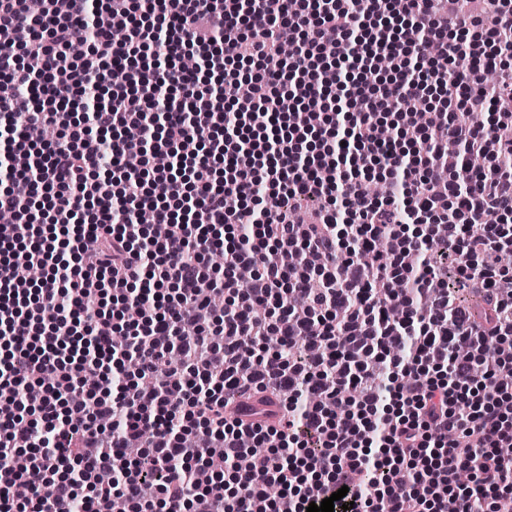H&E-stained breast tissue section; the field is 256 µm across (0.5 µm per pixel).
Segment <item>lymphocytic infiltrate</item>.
<instances>
[{
    "mask_svg": "<svg viewBox=\"0 0 512 512\" xmlns=\"http://www.w3.org/2000/svg\"><path fill=\"white\" fill-rule=\"evenodd\" d=\"M486 2L0 0V512H512V0Z\"/></svg>",
    "mask_w": 512,
    "mask_h": 512,
    "instance_id": "obj_1",
    "label": "lymphocytic infiltrate"
}]
</instances>
